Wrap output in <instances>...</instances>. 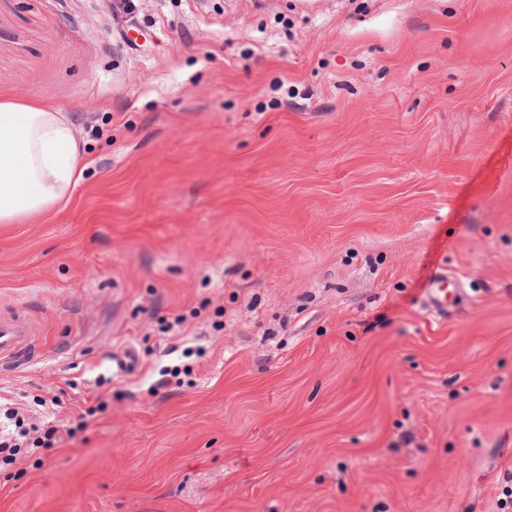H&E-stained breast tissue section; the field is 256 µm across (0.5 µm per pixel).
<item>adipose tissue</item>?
<instances>
[{"label":"adipose tissue","instance_id":"1","mask_svg":"<svg viewBox=\"0 0 512 512\" xmlns=\"http://www.w3.org/2000/svg\"><path fill=\"white\" fill-rule=\"evenodd\" d=\"M83 169L62 112L0 94V224H27L67 205Z\"/></svg>","mask_w":512,"mask_h":512}]
</instances>
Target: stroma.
<instances>
[{
    "instance_id": "stroma-1",
    "label": "stroma",
    "mask_w": 512,
    "mask_h": 512,
    "mask_svg": "<svg viewBox=\"0 0 512 512\" xmlns=\"http://www.w3.org/2000/svg\"><path fill=\"white\" fill-rule=\"evenodd\" d=\"M0 93L88 161L0 392L105 405L0 512H512V0H0ZM447 284L448 276L446 274H436L426 288L425 302L434 309H444L448 303Z\"/></svg>"
}]
</instances>
